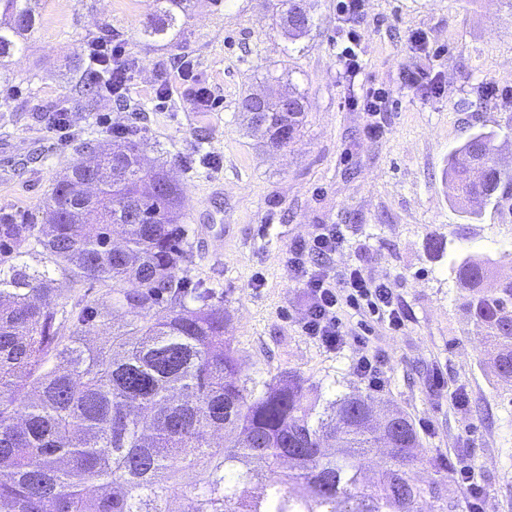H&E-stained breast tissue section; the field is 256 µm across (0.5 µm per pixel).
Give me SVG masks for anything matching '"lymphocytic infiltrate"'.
I'll return each instance as SVG.
<instances>
[{"label":"lymphocytic infiltrate","instance_id":"1","mask_svg":"<svg viewBox=\"0 0 512 512\" xmlns=\"http://www.w3.org/2000/svg\"><path fill=\"white\" fill-rule=\"evenodd\" d=\"M81 53L91 78L108 96L131 100L135 75L127 68L129 54L123 40L107 32L83 42ZM343 244L341 225L319 224L288 249V278L299 285L303 296L300 328L330 348L347 344L342 321L347 307L385 316L395 330L404 324L390 282L373 279L359 266L340 273L333 270L331 261Z\"/></svg>","mask_w":512,"mask_h":512}]
</instances>
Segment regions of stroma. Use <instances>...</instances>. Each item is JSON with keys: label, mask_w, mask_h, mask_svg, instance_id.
I'll list each match as a JSON object with an SVG mask.
<instances>
[{"label": "stroma", "mask_w": 512, "mask_h": 512, "mask_svg": "<svg viewBox=\"0 0 512 512\" xmlns=\"http://www.w3.org/2000/svg\"><path fill=\"white\" fill-rule=\"evenodd\" d=\"M276 0H191L184 36L151 42L138 30L151 0H42L28 48L13 59L12 83L0 89V208H40L60 174L77 158V139L108 140L103 121H131L104 93L87 98L81 42L109 29L137 62L138 107L147 115L142 159L179 180L192 252L191 282L224 300L228 334L255 378L296 371L324 394H365L353 371L359 350L325 347L298 325L302 295L288 280V246L318 224H338L345 244L336 269L354 265L390 280L404 314L392 330L372 315L347 311L352 334L386 361L377 391L403 410L429 457L476 458L477 479L491 512H512V388L480 362L483 341L459 308L451 264L466 253L512 271V224L469 219L448 200L450 151L470 134L493 133L512 166V8L504 0H365L347 22L338 0H311L313 26L289 44ZM427 36L423 52L408 37ZM359 39L349 43L348 32ZM361 64L355 81L340 76L342 49ZM187 56L218 105L194 111L177 60ZM438 76L440 92L409 85L408 72ZM174 96L160 102L158 76ZM305 92L299 135L268 147L239 110L243 96L268 91L271 76ZM500 88L488 95L487 86ZM380 90L388 125L379 140L363 135L365 116L348 101ZM66 108L73 138L62 141L50 117ZM224 238L214 251L201 225ZM441 239L444 255L429 244ZM466 405H456L457 393Z\"/></svg>", "instance_id": "obj_1"}]
</instances>
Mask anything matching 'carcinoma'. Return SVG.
Instances as JSON below:
<instances>
[{"label":"carcinoma","mask_w":512,"mask_h":512,"mask_svg":"<svg viewBox=\"0 0 512 512\" xmlns=\"http://www.w3.org/2000/svg\"><path fill=\"white\" fill-rule=\"evenodd\" d=\"M190 0H152L140 34L184 35ZM41 0H0V81L25 51ZM291 41L312 16H279ZM270 146L300 131L308 101L290 83L252 112ZM126 137L94 169L75 162L42 211L0 208V512H463L448 464L413 469L423 453L412 421L369 395L326 398L304 376L242 371L224 304L191 288L185 201L164 167H143ZM493 135L477 132L445 169L463 216L512 223V172ZM478 159L486 175L470 176ZM496 262L465 255L453 272L485 358L512 382V278L483 288ZM111 281L112 298L58 305L56 274ZM119 305L128 315L99 344ZM254 482L258 496L247 493Z\"/></svg>","instance_id":"carcinoma-1"}]
</instances>
